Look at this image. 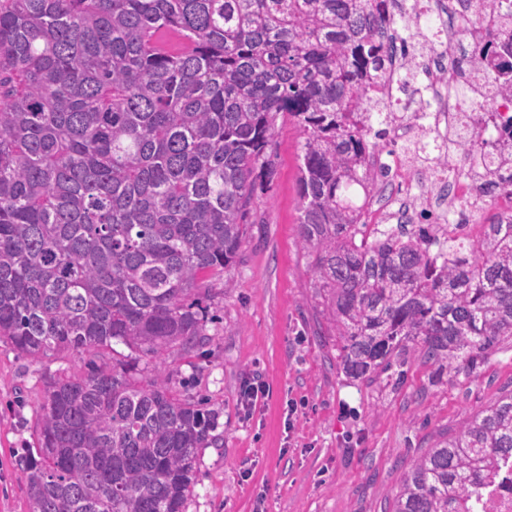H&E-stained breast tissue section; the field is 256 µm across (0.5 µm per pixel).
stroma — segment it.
Segmentation results:
<instances>
[{
    "label": "stroma",
    "mask_w": 512,
    "mask_h": 512,
    "mask_svg": "<svg viewBox=\"0 0 512 512\" xmlns=\"http://www.w3.org/2000/svg\"><path fill=\"white\" fill-rule=\"evenodd\" d=\"M301 142L297 123L279 115L274 171L256 184L240 259L212 282L208 340L167 360L177 394L205 399L215 414L217 441L198 451L185 512H391L419 449L512 390L511 341L477 374L443 384L417 356L396 387L337 372L298 247ZM86 361L74 353L34 362L0 342V512H28L19 459L34 445L45 376ZM258 383L265 397L244 407L242 392Z\"/></svg>",
    "instance_id": "stroma-1"
}]
</instances>
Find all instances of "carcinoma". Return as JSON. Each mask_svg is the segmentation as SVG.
<instances>
[{"instance_id":"1","label":"carcinoma","mask_w":512,"mask_h":512,"mask_svg":"<svg viewBox=\"0 0 512 512\" xmlns=\"http://www.w3.org/2000/svg\"><path fill=\"white\" fill-rule=\"evenodd\" d=\"M385 2L0 0V340L33 361L89 356L45 381L29 512H183L214 413L176 394L166 359L207 340L203 302L240 255L284 112L303 138L299 247L346 377L412 352L453 380L512 339L511 218L436 252L423 225L356 239ZM470 63L512 83V33ZM114 343L156 359L145 383ZM510 464L512 392L417 454L392 512H469Z\"/></svg>"}]
</instances>
